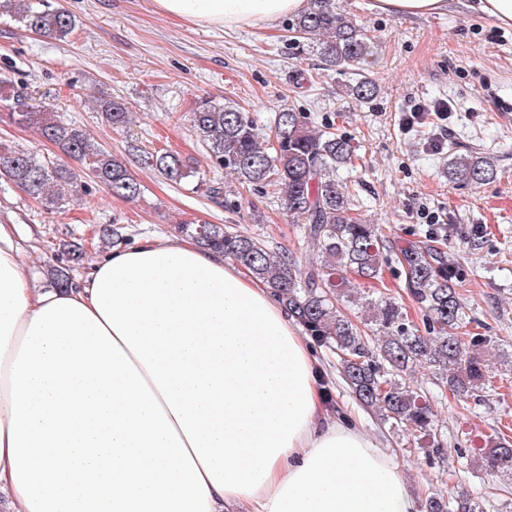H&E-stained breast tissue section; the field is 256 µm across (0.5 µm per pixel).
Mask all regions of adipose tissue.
Instances as JSON below:
<instances>
[{"mask_svg": "<svg viewBox=\"0 0 512 512\" xmlns=\"http://www.w3.org/2000/svg\"><path fill=\"white\" fill-rule=\"evenodd\" d=\"M224 28L308 0H155ZM0 223V512H420L271 290L187 237L98 256L71 288Z\"/></svg>", "mask_w": 512, "mask_h": 512, "instance_id": "1", "label": "adipose tissue"}]
</instances>
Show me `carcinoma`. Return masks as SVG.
<instances>
[{
	"instance_id": "1",
	"label": "carcinoma",
	"mask_w": 512,
	"mask_h": 512,
	"mask_svg": "<svg viewBox=\"0 0 512 512\" xmlns=\"http://www.w3.org/2000/svg\"><path fill=\"white\" fill-rule=\"evenodd\" d=\"M13 19L24 31L59 41L76 29V19L45 0H0V16ZM288 31L316 52L323 66L338 74L358 72L373 62L375 41L368 25L336 7L335 0H313L289 23ZM358 100L377 93L375 82L363 77L342 86ZM0 104L10 120L36 130L57 146L62 156L40 157L34 152L0 144V179L13 184L51 210L63 193L78 197L89 183L104 186L117 197L135 199L141 185L126 163L92 140L82 127L63 121L31 103V95L6 74H0ZM104 121L114 130L127 126L129 112L121 99L96 101ZM190 124L211 162L247 185L282 191L288 215L301 224L304 238L316 250L306 268L288 255L271 251L262 241L229 225L198 222L182 224L178 232L201 248L220 251L233 263L265 284L310 336L315 346L336 355V370L357 403L372 410L393 428L404 427L422 437H433L434 421L428 397L399 381L408 368L426 364L435 370L443 388L465 402L483 400L494 365L484 349L492 337L468 329L465 305L458 291L461 270L435 245L436 236L410 242L389 251L378 225L363 219L353 207L336 171L353 163L355 147L329 125L313 127L302 112L283 110L276 115L272 135L262 139L252 113L233 101L199 99ZM142 161L175 184L192 186L210 198H224L235 210L238 200L224 188L197 178L195 162L167 150L147 152ZM450 179L478 185L497 180L493 157L479 153L455 154L448 164ZM104 244L123 240L119 227L102 224ZM399 266L410 298L418 305L422 325L392 297L368 302L379 334L373 341L362 325L339 307L356 286L346 277L335 281L336 270L363 280H378L391 263ZM487 470L512 471V437L499 435L484 449ZM426 512H483L464 492L446 500L430 496Z\"/></svg>"
}]
</instances>
